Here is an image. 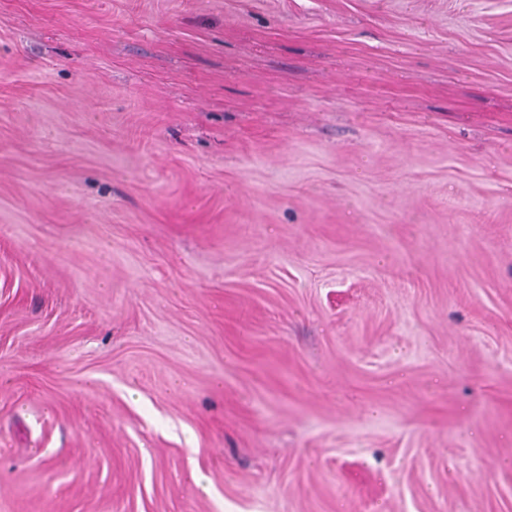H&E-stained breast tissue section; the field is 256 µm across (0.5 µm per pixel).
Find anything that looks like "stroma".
Instances as JSON below:
<instances>
[{"label":"stroma","mask_w":512,"mask_h":512,"mask_svg":"<svg viewBox=\"0 0 512 512\" xmlns=\"http://www.w3.org/2000/svg\"><path fill=\"white\" fill-rule=\"evenodd\" d=\"M0 512H512V0H0Z\"/></svg>","instance_id":"obj_1"}]
</instances>
